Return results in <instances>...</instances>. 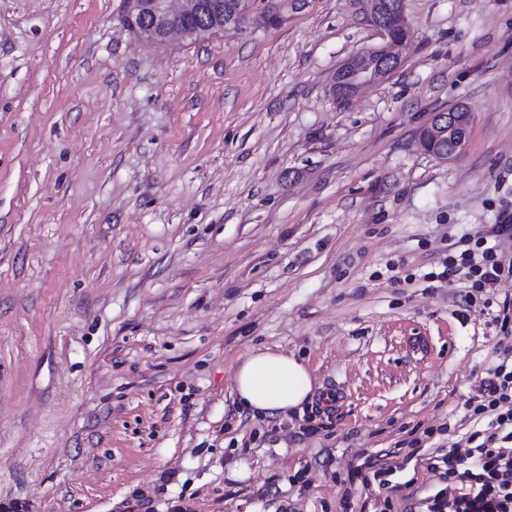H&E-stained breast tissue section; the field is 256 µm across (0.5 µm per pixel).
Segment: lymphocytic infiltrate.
<instances>
[{
	"instance_id": "1",
	"label": "lymphocytic infiltrate",
	"mask_w": 512,
	"mask_h": 512,
	"mask_svg": "<svg viewBox=\"0 0 512 512\" xmlns=\"http://www.w3.org/2000/svg\"><path fill=\"white\" fill-rule=\"evenodd\" d=\"M512 238V211L503 210L497 224L474 241L472 249L449 256L446 276L464 274L472 287H497L512 278V256L493 242ZM476 415L492 414L489 427L473 433L466 453L443 449L436 458L442 483L421 499L422 512H512V365L498 364L465 402Z\"/></svg>"
}]
</instances>
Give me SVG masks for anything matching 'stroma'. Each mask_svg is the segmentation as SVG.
I'll list each match as a JSON object with an SVG mask.
<instances>
[{
  "mask_svg": "<svg viewBox=\"0 0 512 512\" xmlns=\"http://www.w3.org/2000/svg\"><path fill=\"white\" fill-rule=\"evenodd\" d=\"M274 2L152 43L122 0H0V504L409 512L486 428L512 280L434 273L512 208V0H404L410 53L345 103L367 0ZM458 105L445 161L419 132ZM265 348L306 364L302 414L238 412ZM390 472H392V468L387 467L386 464L372 462L371 458H366L364 462L357 467L355 476L360 477L361 483L367 488L376 481H378V486L380 487L385 486L387 480L383 477Z\"/></svg>",
  "mask_w": 512,
  "mask_h": 512,
  "instance_id": "35a3bbf8",
  "label": "stroma"
}]
</instances>
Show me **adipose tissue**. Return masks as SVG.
Listing matches in <instances>:
<instances>
[{"instance_id":"1","label":"adipose tissue","mask_w":512,"mask_h":512,"mask_svg":"<svg viewBox=\"0 0 512 512\" xmlns=\"http://www.w3.org/2000/svg\"><path fill=\"white\" fill-rule=\"evenodd\" d=\"M234 394L247 412L285 417L303 411L312 399L313 382L307 367L296 356L257 350L237 366Z\"/></svg>"}]
</instances>
